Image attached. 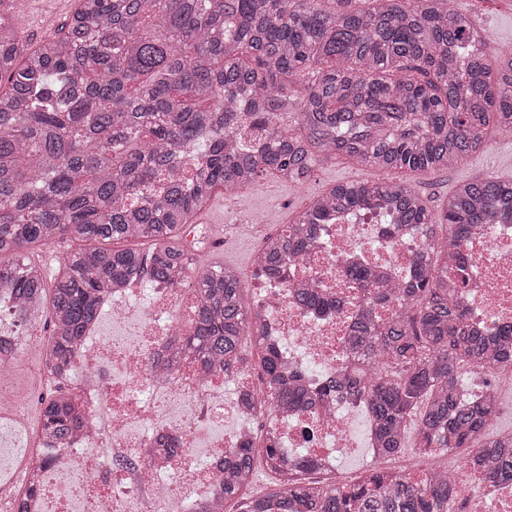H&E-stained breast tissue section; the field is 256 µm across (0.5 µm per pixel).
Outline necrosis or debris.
I'll return each mask as SVG.
<instances>
[{
	"label": "necrosis or debris",
	"mask_w": 512,
	"mask_h": 512,
	"mask_svg": "<svg viewBox=\"0 0 512 512\" xmlns=\"http://www.w3.org/2000/svg\"><path fill=\"white\" fill-rule=\"evenodd\" d=\"M421 237L414 228L391 234L371 215L326 225L315 248L287 275L270 274L256 290L260 339L283 352L306 382L335 378L343 366L345 338L361 291L352 264L387 268L392 279L411 280ZM469 259L459 300L470 324L492 335L512 325V224H487L463 249ZM316 280L342 301L339 312L304 309L293 284ZM141 281L131 279L104 299L103 325L90 327L74 358L68 388L87 428L72 443L36 440L22 446V412L29 400L0 402V483L13 489L0 512H198L224 500V451L247 443L285 448L316 458L320 480L339 479L343 458L361 448L371 468L415 474V460L381 456L370 433V414L351 401L313 400L282 415L250 372L229 377L184 361L162 370L177 329L176 312H190L195 291L156 284L150 301L136 302ZM179 441L180 456L167 460L155 447ZM454 472L465 512H512V483H490L456 460Z\"/></svg>",
	"instance_id": "4bbe7bcc"
}]
</instances>
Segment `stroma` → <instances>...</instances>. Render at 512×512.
<instances>
[{
    "label": "stroma",
    "mask_w": 512,
    "mask_h": 512,
    "mask_svg": "<svg viewBox=\"0 0 512 512\" xmlns=\"http://www.w3.org/2000/svg\"><path fill=\"white\" fill-rule=\"evenodd\" d=\"M455 6L471 16L486 31L492 47L512 45V6L504 0H456ZM13 7L25 20L28 45H35L54 35L58 27L76 9V0H14ZM371 169L358 167L344 161L318 166L310 179L295 186L277 179L254 190H244L227 198L216 193L207 210L199 217L208 230L209 245L197 253L199 265L206 266L220 261L236 269L243 284L254 282L251 269L252 255L264 238L280 232L301 212L310 198L327 187L374 178ZM494 176L512 179V136L490 132L486 146L459 164L437 173H406L417 190L428 199L434 209H441L448 196L462 182ZM234 207L242 216H257L262 220L260 234L244 236L229 223L227 207ZM37 341L33 343L26 359L0 369V392H27L33 388L32 368L40 362L41 343L49 330L45 323L33 328Z\"/></svg>",
    "instance_id": "obj_1"
}]
</instances>
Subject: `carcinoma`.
<instances>
[{"instance_id":"carcinoma-1","label":"carcinoma","mask_w":512,"mask_h":512,"mask_svg":"<svg viewBox=\"0 0 512 512\" xmlns=\"http://www.w3.org/2000/svg\"><path fill=\"white\" fill-rule=\"evenodd\" d=\"M0 0V294L20 314L50 303L42 361L58 379L43 400L42 434L68 443L82 427L64 386L100 298L147 274L150 284L196 277L192 329L170 361L225 372L249 363L257 330L237 272L200 269L184 245L218 187L238 190L272 174L302 184L337 159L378 171L438 172L483 148L492 128L512 135V52L453 0H78L56 35L22 54L23 27ZM371 210L422 234L413 281L379 288L377 272L351 277L373 289L349 337L355 370L319 395L369 409L385 455L404 453L407 421L426 453L466 448L488 481H512V434L482 443L497 400L464 394L461 364L512 357V327L490 338L469 327L453 279L463 284L459 243L491 220L512 222V180L460 184L433 211L407 181L338 184L314 198L262 246L283 272L335 216ZM139 240L145 249L102 242ZM68 241L55 275L35 251ZM306 307L336 300L297 287ZM278 408L308 403L301 376L279 349L261 360ZM272 485L251 496L254 449L224 452V499L239 512H456L446 471L399 472L339 487L306 478L318 462L268 448Z\"/></svg>"}]
</instances>
